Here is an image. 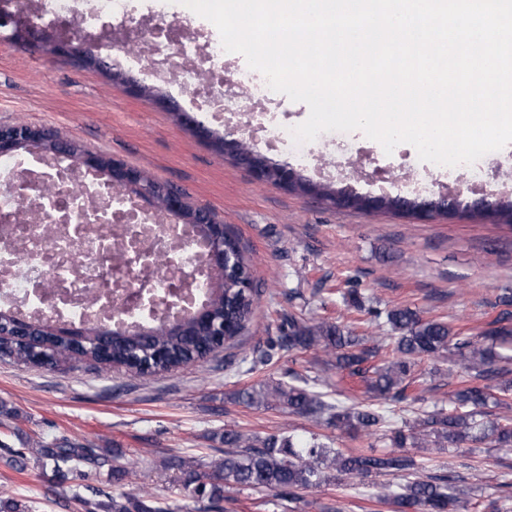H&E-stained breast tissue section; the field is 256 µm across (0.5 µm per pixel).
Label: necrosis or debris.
Segmentation results:
<instances>
[{
	"label": "necrosis or debris",
	"instance_id": "4bbe7bcc",
	"mask_svg": "<svg viewBox=\"0 0 512 512\" xmlns=\"http://www.w3.org/2000/svg\"><path fill=\"white\" fill-rule=\"evenodd\" d=\"M1 13L51 20L60 32L79 33L115 54L121 68H144L186 86L209 109L229 112L243 98L260 113L280 98L248 72L225 89L214 68L224 55L221 43L200 42L188 30L141 23V52H126L120 41L129 0H90L81 11L73 0H0ZM187 241L180 225L145 219L138 201L102 192L93 176L0 162L1 305L30 314L52 310L78 323L95 314L158 322L205 296L206 280L194 273L202 257Z\"/></svg>",
	"mask_w": 512,
	"mask_h": 512
}]
</instances>
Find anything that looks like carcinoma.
Instances as JSON below:
<instances>
[{"label":"carcinoma","mask_w":512,"mask_h":512,"mask_svg":"<svg viewBox=\"0 0 512 512\" xmlns=\"http://www.w3.org/2000/svg\"><path fill=\"white\" fill-rule=\"evenodd\" d=\"M246 276H251L250 265L240 247L234 262L224 268V290L209 294L206 300L211 315L224 319L227 336L222 344L206 329L188 322L178 329L156 326L146 332L123 327V336H106L103 326L91 323L86 327L87 335L73 341L56 335L39 321H31L26 335L3 339L4 356L22 362L31 350L38 349L50 355L52 368L62 359L78 358L141 375L205 361L220 346L236 345L252 321L257 297L254 289L240 287ZM368 314L375 328L394 334L391 355L378 366L369 361L378 355L381 346H365L349 326L338 321L312 322L293 313L288 314V331L271 340L269 348L288 352L320 350L331 359L336 371L358 379L371 398L385 404L424 399L420 393L408 394L420 379V364L457 357L462 370L451 409L428 411L415 427L399 426L391 422L384 409L328 402L302 385L275 382L258 389L244 388L236 392V399L243 404L260 406L273 401L291 414L323 421L348 434L368 439L380 434L389 441L387 449L352 455L333 451L314 434L308 438L280 434L257 438L226 429L224 457L206 464L197 458L175 456L164 469L178 472L179 481L190 494L207 498L216 512H223L219 503L224 500V488L231 485L266 489L295 502L302 492L319 488L332 478L353 486L370 477L416 473L420 462L409 449L418 447L421 432L433 438L439 449L488 442L501 451L512 452V420L479 419L484 408L498 403L493 390L505 393L512 389V326L508 319L493 322L477 336H463L447 321L425 319L408 307H370ZM34 452L52 460L62 477L87 464L110 467L117 481L128 473L123 466L111 465L119 459V452L108 455L67 439L39 441ZM382 489L381 499L394 512H463L466 508L452 476L446 472L384 485ZM102 508L105 512H184L186 506L162 502L147 491L139 497L127 495L123 502L112 497Z\"/></svg>","instance_id":"carcinoma-1"}]
</instances>
